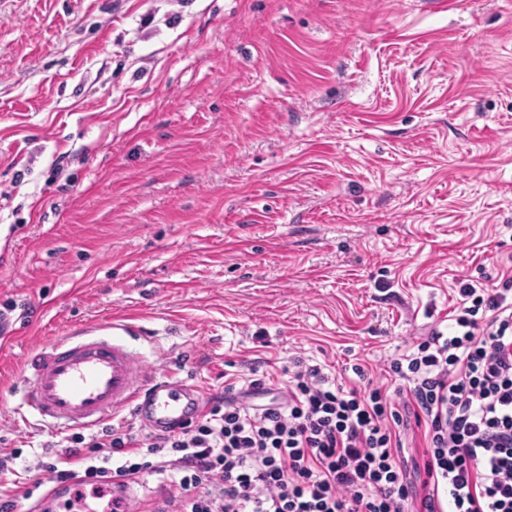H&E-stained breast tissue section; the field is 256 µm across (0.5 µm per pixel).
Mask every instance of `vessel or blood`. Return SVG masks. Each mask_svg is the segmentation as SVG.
<instances>
[{
    "label": "vessel or blood",
    "mask_w": 512,
    "mask_h": 512,
    "mask_svg": "<svg viewBox=\"0 0 512 512\" xmlns=\"http://www.w3.org/2000/svg\"><path fill=\"white\" fill-rule=\"evenodd\" d=\"M127 324L105 320L73 328L25 362L18 409L59 431L93 429L127 411L154 432L199 416L204 397L181 381L150 375L127 340ZM127 480L108 497L90 496L82 512H140Z\"/></svg>",
    "instance_id": "b4317fda"
}]
</instances>
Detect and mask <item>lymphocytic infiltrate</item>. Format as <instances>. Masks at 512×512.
<instances>
[{"label":"lymphocytic infiltrate","instance_id":"f902f5d3","mask_svg":"<svg viewBox=\"0 0 512 512\" xmlns=\"http://www.w3.org/2000/svg\"><path fill=\"white\" fill-rule=\"evenodd\" d=\"M446 329L391 360L392 387L349 385L297 362L283 394L246 377L179 430L75 433L44 468L64 482L173 472L178 512H512V280L465 283ZM424 424L404 450L402 430Z\"/></svg>","mask_w":512,"mask_h":512}]
</instances>
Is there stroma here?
<instances>
[{
  "instance_id": "stroma-1",
  "label": "stroma",
  "mask_w": 512,
  "mask_h": 512,
  "mask_svg": "<svg viewBox=\"0 0 512 512\" xmlns=\"http://www.w3.org/2000/svg\"><path fill=\"white\" fill-rule=\"evenodd\" d=\"M512 275V0H0V494L25 356L127 317L204 395L385 366Z\"/></svg>"
}]
</instances>
